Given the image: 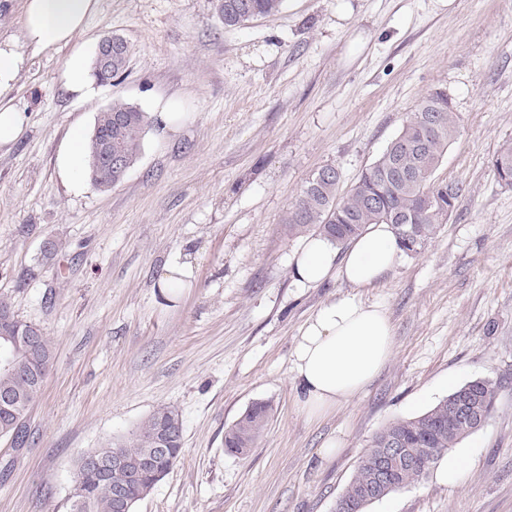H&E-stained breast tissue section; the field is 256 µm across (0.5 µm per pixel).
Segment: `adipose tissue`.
I'll use <instances>...</instances> for the list:
<instances>
[{
    "label": "adipose tissue",
    "mask_w": 512,
    "mask_h": 512,
    "mask_svg": "<svg viewBox=\"0 0 512 512\" xmlns=\"http://www.w3.org/2000/svg\"><path fill=\"white\" fill-rule=\"evenodd\" d=\"M98 0H23L21 43L0 42V88L12 84L28 55L65 47L57 77L60 89L78 100L92 97V61L98 44L88 21ZM85 131L75 127L57 156L60 178L73 190L83 187ZM401 250L388 224L369 225L345 248L312 235L293 253L298 284L311 287L331 278L350 285L349 293L320 306L294 341L291 379L299 409L318 419L361 394L394 352V327L386 309L364 301L359 289L380 282L399 261Z\"/></svg>",
    "instance_id": "1"
}]
</instances>
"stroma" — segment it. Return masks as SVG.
<instances>
[{"instance_id":"stroma-1","label":"stroma","mask_w":512,"mask_h":512,"mask_svg":"<svg viewBox=\"0 0 512 512\" xmlns=\"http://www.w3.org/2000/svg\"><path fill=\"white\" fill-rule=\"evenodd\" d=\"M90 29L132 48L91 99L59 90L63 48L0 90L29 116L0 146V299L53 347L26 447L0 439V512H71L78 453L161 406L182 419V450L134 512H332L377 432L477 378L498 395L451 451L459 480L439 462L367 512H512V186L491 165L512 142V0H285L235 29L216 0H100ZM437 89L460 117L436 173L455 209L421 254L360 291L391 318V359L363 394L308 418L294 340L350 287L300 286L301 240L282 219L324 166L350 186ZM116 99L145 112L172 100L190 118L165 141L147 134L120 184L73 191L58 149ZM176 260L190 285L167 299L158 280ZM260 401L256 445L225 453V429Z\"/></svg>"}]
</instances>
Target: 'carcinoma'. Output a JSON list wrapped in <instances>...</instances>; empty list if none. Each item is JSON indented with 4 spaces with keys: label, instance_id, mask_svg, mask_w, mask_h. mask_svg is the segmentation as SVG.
I'll list each match as a JSON object with an SVG mask.
<instances>
[{
    "label": "carcinoma",
    "instance_id": "obj_1",
    "mask_svg": "<svg viewBox=\"0 0 512 512\" xmlns=\"http://www.w3.org/2000/svg\"><path fill=\"white\" fill-rule=\"evenodd\" d=\"M284 0H218V13L227 28L239 27L263 16H275ZM131 48L119 36H112V59L108 68L94 65L93 73L103 83H110L127 64ZM148 121L144 112L123 101H115L99 112L93 133L85 144V173L97 187L109 189L125 178L139 158ZM459 116L448 93L438 89L419 104L381 155L362 170L357 180L339 194L341 174L332 165L309 177L288 209L283 223L291 236L311 232L324 235L344 245L360 234L367 225L385 223L395 229L400 247L407 255L421 253L431 239L448 223L458 192L436 179V172L458 132ZM122 165L107 169L104 162L106 143ZM493 171L497 180L512 186V143L503 145L495 155ZM14 370H0V395L18 401L17 411L24 414L27 402L44 383L52 361L50 339L43 335L36 351L18 344L11 348ZM498 384L489 378L472 380L448 394L427 412L412 418L388 423L371 440L347 483L340 499L353 502L365 512L369 502H358L361 492L373 478L375 459L388 448L391 440L402 442L405 456L415 465H401L393 481L384 486L379 498L404 490L426 476L463 439L480 430L494 408ZM459 399L469 402L472 418L460 419L451 414ZM268 405L255 402L224 431V450L231 455L252 447L264 429ZM168 421L176 439L169 456L142 468L136 478L126 480L115 471L114 460L126 465L141 460L154 446L159 420ZM0 438H8L13 447L27 443L25 425H12L0 417ZM183 440V422L179 413L162 406L140 422L131 437L109 441L100 448L84 451L76 461L77 478L84 493L73 495L74 512H115L112 491L116 484L127 482V499L131 505L145 498L157 485L156 474H168L177 461Z\"/></svg>",
    "mask_w": 512,
    "mask_h": 512
}]
</instances>
